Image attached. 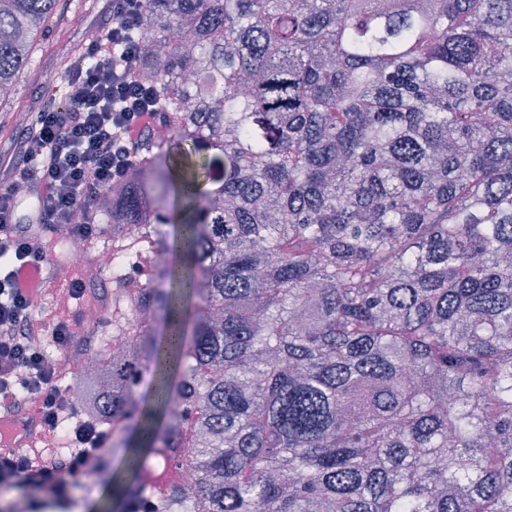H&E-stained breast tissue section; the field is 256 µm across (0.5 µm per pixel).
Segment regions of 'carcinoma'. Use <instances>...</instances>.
I'll return each mask as SVG.
<instances>
[{"label": "carcinoma", "instance_id": "obj_1", "mask_svg": "<svg viewBox=\"0 0 512 512\" xmlns=\"http://www.w3.org/2000/svg\"><path fill=\"white\" fill-rule=\"evenodd\" d=\"M58 2L0 0V100ZM143 26L175 148L95 208L169 260L150 401L135 355L85 379L131 470L112 512L182 493L159 458L198 473L181 512H512V0H151Z\"/></svg>", "mask_w": 512, "mask_h": 512}]
</instances>
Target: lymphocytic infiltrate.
<instances>
[{
    "mask_svg": "<svg viewBox=\"0 0 512 512\" xmlns=\"http://www.w3.org/2000/svg\"><path fill=\"white\" fill-rule=\"evenodd\" d=\"M111 2L104 36L86 44L85 65L65 73L77 94L24 113L8 157H0V418L14 414L20 398L33 396L43 427L51 431L62 412L57 381L80 346L70 323L47 329L20 273L37 269L52 285V243L62 226L85 239L104 234L97 198L144 162L141 145L163 120L130 37L150 0ZM44 335L58 352L56 360L37 344ZM74 437L77 446L64 457L53 448L0 456V484L35 485L66 502L86 460L102 458L111 440L82 421Z\"/></svg>",
    "mask_w": 512,
    "mask_h": 512,
    "instance_id": "1",
    "label": "lymphocytic infiltrate"
}]
</instances>
